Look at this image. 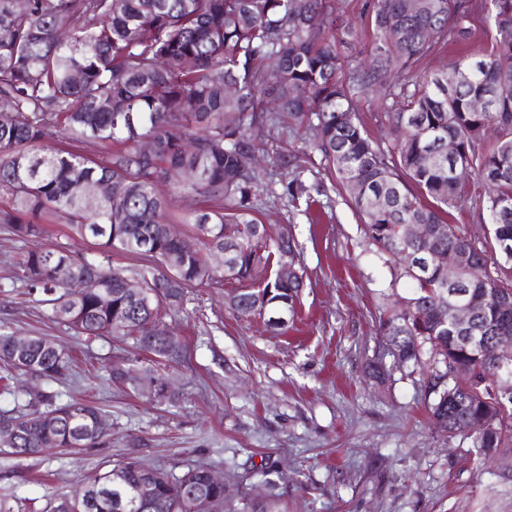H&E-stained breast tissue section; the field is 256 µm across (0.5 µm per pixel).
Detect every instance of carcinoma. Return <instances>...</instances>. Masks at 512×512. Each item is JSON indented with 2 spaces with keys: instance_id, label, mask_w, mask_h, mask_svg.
<instances>
[{
  "instance_id": "1",
  "label": "carcinoma",
  "mask_w": 512,
  "mask_h": 512,
  "mask_svg": "<svg viewBox=\"0 0 512 512\" xmlns=\"http://www.w3.org/2000/svg\"><path fill=\"white\" fill-rule=\"evenodd\" d=\"M340 2L306 0L296 11L292 0H0V101L10 113L0 123V224L30 241L50 218L93 238L103 255L36 247L16 278L86 343L132 337L148 355L141 382L117 364L106 367L107 380L168 397L166 368L184 358L186 345L162 310L180 305L186 288L214 280V250H231L224 279L239 284L231 293L235 314L256 315L264 298L268 314L294 313L302 277L283 283L269 275L274 264H295L293 234L273 235L254 217L258 174L240 164L253 149L248 131L273 108L309 130L310 149L379 252L419 251L409 224L441 233V256L472 252L459 279L473 295L491 296L474 316L475 342L451 328L448 265L436 257L422 278L402 269L413 292L381 333L399 363L419 369L437 428L467 432L479 449L503 448L512 443V390L497 391L490 377L501 364L512 367V349L497 344L503 327L512 328V256H492L502 242L512 245V0H422L413 15L402 13L400 0H372L375 51L364 65L339 50L359 36L336 28ZM479 18L496 29L490 53L418 73L437 45L469 39ZM396 26L407 33L403 43L390 40ZM228 84L237 95H226ZM368 92L380 99L393 137L386 150L357 112ZM479 97L489 110H471ZM145 139L149 153L139 148ZM456 169L479 181L475 210L490 225L483 244L447 221L464 196ZM105 180L123 184L125 194L87 209L76 186ZM183 198L200 203L187 220L172 208ZM184 222L196 240L192 251L168 234V225ZM144 242L149 249L140 248ZM114 251L144 254L156 266L114 267L106 261ZM491 261L501 275L492 276ZM92 277L102 283L95 292L82 288ZM117 314L126 323L120 333L112 327ZM70 361L47 336L19 344L0 334V368L9 375L59 382ZM455 364L473 366L482 382L454 375ZM103 419L96 405L16 389L13 408L0 410V447L15 458L100 448L110 436L99 427ZM146 483L151 495L140 498ZM200 498L210 512H226L209 467L189 464L175 475L129 455L91 478L81 498L54 499L51 512H201Z\"/></svg>"
}]
</instances>
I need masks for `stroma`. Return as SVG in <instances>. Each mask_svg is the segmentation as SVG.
Listing matches in <instances>:
<instances>
[{"instance_id":"stroma-1","label":"stroma","mask_w":512,"mask_h":512,"mask_svg":"<svg viewBox=\"0 0 512 512\" xmlns=\"http://www.w3.org/2000/svg\"><path fill=\"white\" fill-rule=\"evenodd\" d=\"M367 3L342 0L337 20L361 30L342 49L359 62L373 51ZM496 38L494 27L476 23L466 44L439 48L420 68L433 73L450 60L478 58ZM256 143V217L292 231L303 275L296 314L275 334L263 319L226 308L233 283L188 287L163 317L188 349L167 370L171 403L88 374L102 358L145 354L120 336L81 346L47 305L24 295L15 269L27 245L0 227V333L44 335L72 352L76 379L65 392L98 405L112 433L106 447L76 455L0 452V496L8 495L13 512H50L57 495L73 494L131 453L177 474L208 465L223 477L224 501L235 512L273 495L287 512H512V446L488 456L466 435L438 430L418 373L393 357H385L384 375L366 372L381 317L402 310L411 293L398 262L368 244L348 196L321 165L302 175L315 196L310 211L293 206L285 192L292 173L277 157L305 152L299 134L273 120Z\"/></svg>"}]
</instances>
